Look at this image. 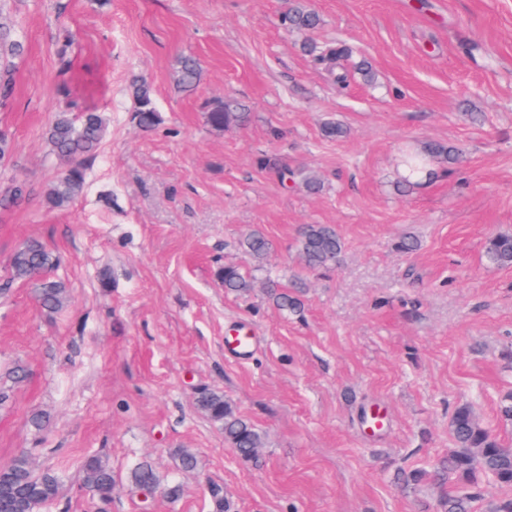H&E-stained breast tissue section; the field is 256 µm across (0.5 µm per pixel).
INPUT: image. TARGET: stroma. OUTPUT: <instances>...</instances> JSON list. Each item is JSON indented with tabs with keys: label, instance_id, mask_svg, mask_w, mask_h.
I'll return each mask as SVG.
<instances>
[{
	"label": "stroma",
	"instance_id": "35a3bbf8",
	"mask_svg": "<svg viewBox=\"0 0 512 512\" xmlns=\"http://www.w3.org/2000/svg\"><path fill=\"white\" fill-rule=\"evenodd\" d=\"M316 42H341L370 62L374 83L336 91L281 24L286 0H7L26 36L11 105L14 138L0 165L33 193L0 209V279L13 250L41 241L70 304L43 309L34 283L0 299V467L28 452L62 477L51 512H98L82 463L98 454L117 478L106 512H210L220 486L230 512H444L432 483L454 408L470 403L512 446L498 416L512 395V268L489 265L486 239L512 232V0H313ZM72 72L56 77L62 31ZM201 63L179 91L180 56ZM151 80L163 123L132 121L130 80ZM233 97L246 125L217 132L205 101ZM108 119L83 193L64 208L42 197L55 171L45 130L66 102ZM333 121L346 137L325 139ZM454 146L460 160L406 196L394 182L417 144ZM278 154L319 172L318 195L260 170ZM307 224L334 225L336 271L302 264ZM261 229L255 260L239 241ZM421 243L399 251L400 237ZM254 278L225 292L217 268ZM307 285L302 315L279 311L265 283ZM250 326L252 359L224 354V334ZM208 387L263 437L255 459L230 450L194 404ZM44 417L35 430L33 415ZM192 449L194 471L177 449ZM149 459L184 495L150 502L124 481ZM425 479L409 483L411 471Z\"/></svg>",
	"mask_w": 512,
	"mask_h": 512
}]
</instances>
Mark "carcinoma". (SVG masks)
<instances>
[{"label": "carcinoma", "mask_w": 512, "mask_h": 512, "mask_svg": "<svg viewBox=\"0 0 512 512\" xmlns=\"http://www.w3.org/2000/svg\"><path fill=\"white\" fill-rule=\"evenodd\" d=\"M281 24L291 32H309L320 24V17L309 0H289L287 10L281 16ZM305 50L317 56L330 79L338 85L348 82L350 71L343 61L349 50L327 44L305 45ZM25 52L23 32L3 16L0 9V106L7 107L14 96L15 61ZM201 79V65L192 56L179 59L177 87L183 91L195 90ZM133 102L132 117L144 132L155 130L162 121L152 84L143 77H135L129 86ZM249 114L233 98L216 101L207 107L205 121L208 127L222 131L247 122ZM106 133L102 113L91 107L79 116H73L66 107L56 116L46 130L51 145V157L57 169L55 178L47 185L43 198L47 205L62 208L71 203L83 191L86 180L85 162L99 152ZM13 153V136L9 128L0 126V162L9 160ZM459 153L452 146L427 143L422 149L408 154L402 165L415 172H427V161L432 159L442 165V171L458 161ZM262 170L277 174L283 180H291L304 191L317 194L324 189L323 178L313 170L295 168L275 155H262L256 159ZM30 187L23 181L11 178L0 191V209H8L29 198ZM241 248L254 258L263 260L269 253V241L259 229L250 230L239 242ZM299 256L305 268L316 272H331L340 260L344 244L334 227L328 224L305 225L299 239ZM485 256L496 267H512V235L497 234L485 244ZM56 265L55 257L37 240H29L18 246L8 262V276L0 292L5 294L15 281H34L37 298L47 310L60 312L69 303L68 289L59 280L48 276ZM216 276L228 292L244 294L253 288V280L237 267L226 265L218 268ZM267 294L274 305L290 313L300 312L303 306L305 284L298 283L285 291L274 280L266 283ZM197 409L219 425L224 440L239 457L251 459L262 445V437L255 427L236 412L224 400V393L202 388L197 392ZM452 449L442 461L438 475L456 480L458 489L448 494V512H471L472 503L481 498L484 482L491 481L501 487H512V447L502 442L481 424L473 407L459 405L450 419ZM85 487L101 504L112 500L115 478L112 468L97 455L85 458L82 465ZM130 489L143 493L144 489H164L165 495L177 500L182 488L177 483L164 482L147 460L136 463L127 473ZM60 477L52 470L35 472L30 458L22 453L4 467H0V512H38L52 505L59 493Z\"/></svg>", "instance_id": "1"}]
</instances>
